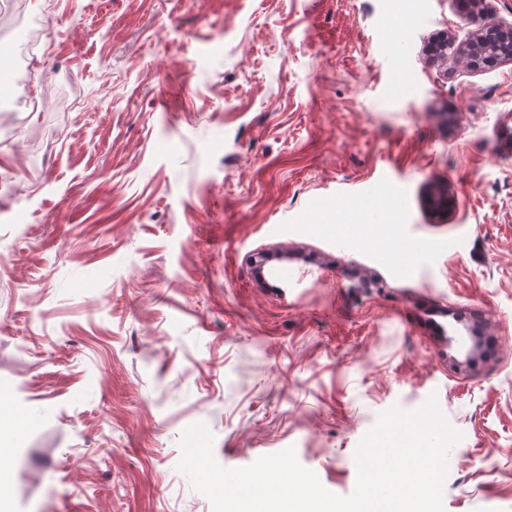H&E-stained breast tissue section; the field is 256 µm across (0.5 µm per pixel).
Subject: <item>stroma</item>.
Segmentation results:
<instances>
[{
  "mask_svg": "<svg viewBox=\"0 0 512 512\" xmlns=\"http://www.w3.org/2000/svg\"><path fill=\"white\" fill-rule=\"evenodd\" d=\"M400 2L411 27L387 0H0V395L35 418L8 512H213L178 469L197 423L223 467L291 447L347 496L379 414L431 397L462 434L445 512H512V63H433L479 24ZM38 19L55 44L6 68ZM393 187L445 245L409 277L309 223ZM452 312L491 359L449 366Z\"/></svg>",
  "mask_w": 512,
  "mask_h": 512,
  "instance_id": "stroma-1",
  "label": "stroma"
}]
</instances>
